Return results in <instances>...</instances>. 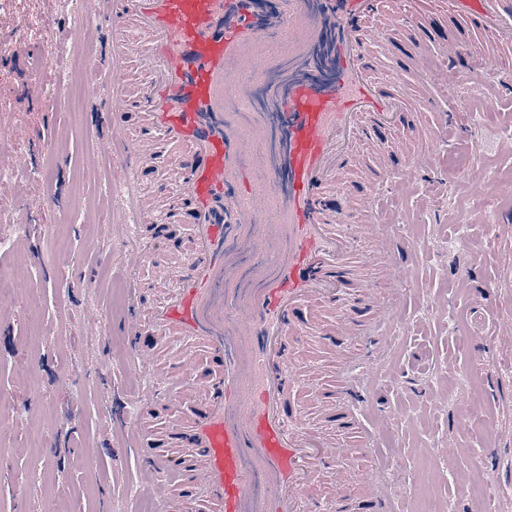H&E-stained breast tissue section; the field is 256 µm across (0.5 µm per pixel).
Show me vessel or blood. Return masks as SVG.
<instances>
[{
	"label": "vessel or blood",
	"mask_w": 512,
	"mask_h": 512,
	"mask_svg": "<svg viewBox=\"0 0 512 512\" xmlns=\"http://www.w3.org/2000/svg\"><path fill=\"white\" fill-rule=\"evenodd\" d=\"M86 13L67 24L70 41L89 25L125 30L107 51L87 61L91 119L102 118L89 163L120 149L133 188L136 226H155L163 214L189 225L191 242L177 260L133 236L122 266L130 275L153 267L172 282L164 299L144 305L134 293L121 323L132 367L155 386L140 395L129 429L150 452L142 487L167 503L182 488L194 512H322L319 488L337 507L354 512H401L398 496L379 472L365 475L364 491L348 499L344 468L349 445L312 431L295 411V398L312 380L303 350L309 337L331 347L342 369L353 359L346 336L363 339L360 383L336 387L331 416L350 428L365 405L376 362L403 323L397 304L371 309L373 291L356 277L353 242L336 224L350 222L349 201L330 202L337 184L362 178L361 233L373 244L394 284L408 279L396 257L397 236L378 202L387 191L423 179L427 158L409 155L391 170L375 132L434 102L411 93L399 73L385 85L375 77L381 54L397 36L417 28L408 67L418 84L482 92L484 73L459 62L476 53L486 64L512 53V0H441L449 20L466 24L476 42L440 37L429 0L414 10L382 13L377 0H276L263 14L256 0H87ZM440 63L422 65L431 40ZM137 58L146 77H114L101 91L98 77L114 61ZM140 115L131 132L130 111ZM451 121L408 125L427 146L446 141ZM370 165L354 173L350 162ZM464 177L476 192L512 196V183H491L482 171ZM359 291L364 306L337 329L309 318L332 312ZM183 337L178 369L163 366L160 349ZM171 410L162 431L141 427L155 407Z\"/></svg>",
	"instance_id": "obj_1"
}]
</instances>
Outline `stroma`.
<instances>
[{
	"mask_svg": "<svg viewBox=\"0 0 512 512\" xmlns=\"http://www.w3.org/2000/svg\"><path fill=\"white\" fill-rule=\"evenodd\" d=\"M54 0H0V154L35 157L36 171H24L0 195V279L26 283L13 300L15 343L0 344V417L12 434L0 445V512H127L130 487L137 485L145 448L129 432L112 427L120 402H133L145 377L132 373L130 353L113 321L129 306L133 287L147 300L163 297L166 284L153 270L129 279L120 264L125 238L127 196H112L108 185L121 183L125 159L113 154L99 165L85 164L91 146L88 116L74 110L71 97H84L85 70L71 60L37 61L47 43L64 38L63 18L83 11ZM512 70L486 68L485 96L468 88L432 89L434 111L422 123L448 112L462 119L448 136L460 148L464 135L481 148L467 164L512 173V139L501 128L512 125V97L495 96ZM380 211L403 219L402 232L416 242L407 257L409 282L400 295L406 328L378 362V376L360 416L382 467L400 452L393 487L404 492L408 479L418 486L406 498V512H439L455 498L457 512L478 505L471 494H454L456 476L473 459L483 461L481 477L495 491L498 512H512V351L492 340L495 323L512 321V198L479 194L464 187L461 175L435 161L425 180L384 196ZM468 216L467 242L448 246L459 216ZM30 239L37 261L16 258L18 243ZM441 317H431L435 306ZM104 312L99 330L85 328L89 311ZM460 316L462 333H448V320ZM304 357L315 367L307 394L297 403L319 431L334 433L318 398L336 387V362L319 342H308ZM29 364L19 376L20 364ZM70 384L47 395L54 375ZM474 407L468 428L454 425L459 400ZM407 413L414 422L397 426L389 413ZM100 447L84 460L82 448ZM96 481L85 478L87 466ZM28 487L16 499V483Z\"/></svg>",
	"mask_w": 512,
	"mask_h": 512,
	"instance_id": "stroma-1",
	"label": "stroma"
}]
</instances>
